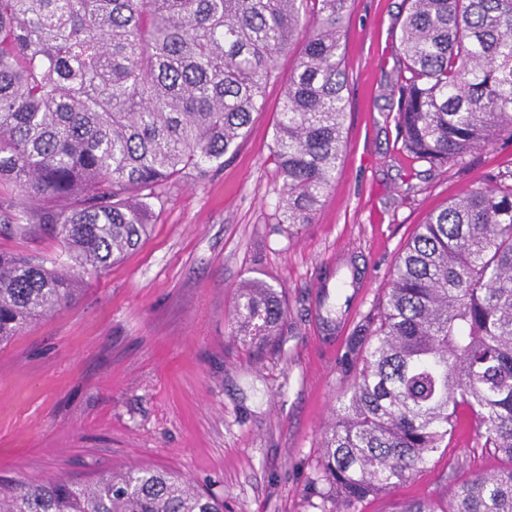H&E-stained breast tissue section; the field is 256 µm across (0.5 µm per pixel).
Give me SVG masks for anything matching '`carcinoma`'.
Segmentation results:
<instances>
[{
	"label": "carcinoma",
	"instance_id": "carcinoma-1",
	"mask_svg": "<svg viewBox=\"0 0 512 512\" xmlns=\"http://www.w3.org/2000/svg\"><path fill=\"white\" fill-rule=\"evenodd\" d=\"M352 0H0V233L57 238L72 265L0 251V346L75 301L141 241L148 200L224 166L300 46L283 84L273 156L280 224H309L336 183ZM399 126L416 163L442 168L512 139V0H407ZM284 291L238 288L230 335L261 350L286 325ZM376 328L351 340L305 495L315 512H358L415 476L455 437L505 460L442 503L400 512H512V183L492 176L431 213L398 257ZM0 512H225L181 475L108 469L0 486Z\"/></svg>",
	"mask_w": 512,
	"mask_h": 512
}]
</instances>
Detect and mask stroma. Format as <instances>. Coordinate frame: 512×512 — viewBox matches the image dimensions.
<instances>
[{
  "mask_svg": "<svg viewBox=\"0 0 512 512\" xmlns=\"http://www.w3.org/2000/svg\"><path fill=\"white\" fill-rule=\"evenodd\" d=\"M406 11V0H352L342 37L346 147L311 223L278 221L273 132L291 53L222 169L152 201L138 246L85 275L74 302L0 348V481L88 482L109 468L152 466L224 499L229 512H312L305 484L336 399L354 378L347 347L382 301L398 256L430 213L491 175L512 173L508 137L432 170L403 150L395 74ZM341 255L363 295L356 308L339 306L345 330L336 343L322 291L335 288ZM248 277L284 288L288 304L280 346L260 357L229 334ZM500 465L477 447L464 411L449 447L359 512L443 497Z\"/></svg>",
  "mask_w": 512,
  "mask_h": 512,
  "instance_id": "stroma-1",
  "label": "stroma"
}]
</instances>
